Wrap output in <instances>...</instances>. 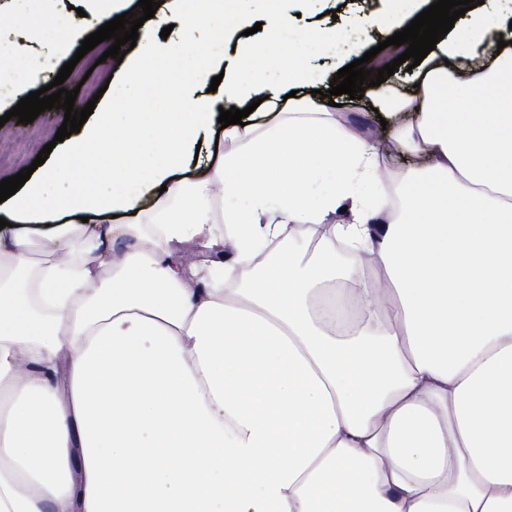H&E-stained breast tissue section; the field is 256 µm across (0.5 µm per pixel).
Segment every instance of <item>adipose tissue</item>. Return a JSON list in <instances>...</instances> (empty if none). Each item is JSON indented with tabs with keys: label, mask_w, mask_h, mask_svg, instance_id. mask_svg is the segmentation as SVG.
Wrapping results in <instances>:
<instances>
[{
	"label": "adipose tissue",
	"mask_w": 512,
	"mask_h": 512,
	"mask_svg": "<svg viewBox=\"0 0 512 512\" xmlns=\"http://www.w3.org/2000/svg\"><path fill=\"white\" fill-rule=\"evenodd\" d=\"M262 19L222 73L157 34L223 29L224 0L156 12L125 84L163 53L217 93L164 87L178 109L144 129L116 94L11 196L52 231L0 236V512H512V31L475 15L416 94L372 88L427 159L395 171L321 71L272 80L292 17ZM255 99L265 120L178 176Z\"/></svg>",
	"instance_id": "adipose-tissue-1"
}]
</instances>
